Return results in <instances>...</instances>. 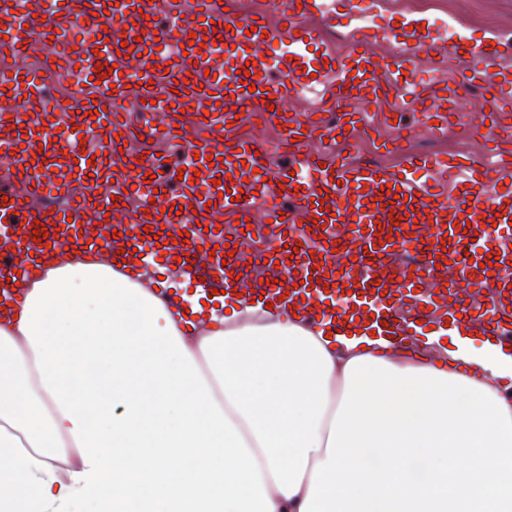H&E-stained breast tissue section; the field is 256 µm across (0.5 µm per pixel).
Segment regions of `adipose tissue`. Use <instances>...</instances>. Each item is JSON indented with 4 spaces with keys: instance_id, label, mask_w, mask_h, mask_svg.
Here are the masks:
<instances>
[{
    "instance_id": "ef3b65f1",
    "label": "adipose tissue",
    "mask_w": 512,
    "mask_h": 512,
    "mask_svg": "<svg viewBox=\"0 0 512 512\" xmlns=\"http://www.w3.org/2000/svg\"><path fill=\"white\" fill-rule=\"evenodd\" d=\"M107 254L0 316V512H512V352L228 297Z\"/></svg>"
}]
</instances>
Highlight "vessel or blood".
<instances>
[{
  "label": "vessel or blood",
  "instance_id": "1",
  "mask_svg": "<svg viewBox=\"0 0 512 512\" xmlns=\"http://www.w3.org/2000/svg\"><path fill=\"white\" fill-rule=\"evenodd\" d=\"M229 2L194 0L187 11L181 0H51L21 18L0 0V96L24 106L0 113V300L12 303L17 281L61 247L111 250L134 275L170 239L213 304L229 293L300 305L339 325L357 317L400 346L429 327L475 329L511 349L512 247L478 253L472 241L512 225V158L498 155L512 141V45L467 36L440 45L417 25L382 59L375 33L360 30L346 56L312 67L305 51L323 37L313 22L320 0H288L279 27L264 34L260 18L237 15ZM160 12L180 25L156 26ZM459 55L469 67L451 85L418 82L420 57L435 66ZM76 65L102 81L86 82L67 107L47 98L57 72ZM398 70L416 80L410 107L435 135L456 120L458 99L480 88L496 163L418 154L400 141L394 170L306 151L316 139L354 144L367 104L390 96ZM326 73L334 80L320 109L338 113L336 124L284 111L288 96ZM240 108L278 122L286 165L268 169L261 136L234 138ZM136 132L192 135L196 158L181 168L148 146L120 153ZM441 172L457 180L455 194L432 185ZM257 196L268 202L265 221L249 226ZM228 216L229 233L219 228ZM95 223L102 234L92 233ZM270 233L271 249L244 262V238Z\"/></svg>",
  "mask_w": 512,
  "mask_h": 512
}]
</instances>
